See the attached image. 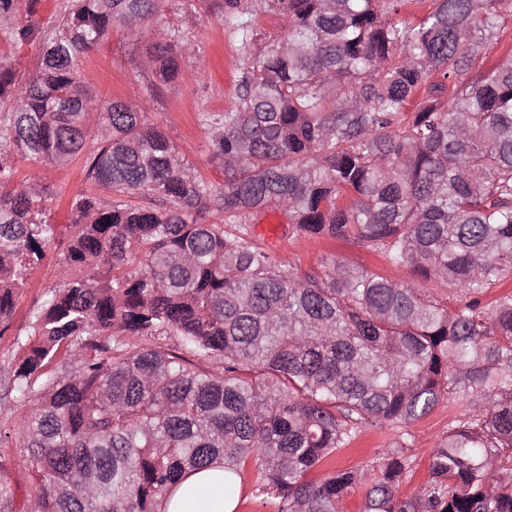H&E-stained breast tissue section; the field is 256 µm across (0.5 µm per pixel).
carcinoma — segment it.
I'll return each mask as SVG.
<instances>
[{"label": "carcinoma", "mask_w": 512, "mask_h": 512, "mask_svg": "<svg viewBox=\"0 0 512 512\" xmlns=\"http://www.w3.org/2000/svg\"><path fill=\"white\" fill-rule=\"evenodd\" d=\"M249 2L218 4L249 64L219 118L215 189L147 124L145 98L97 103L76 68L113 23L153 24L159 0H71L45 32L38 0H0V31L40 43L25 81L0 66V336L55 237L47 187L15 181L9 155L65 163L90 138L87 179L116 194L73 200L66 284L30 311L0 374V406L24 408L0 442L17 436L30 512H166L187 474L215 467L228 494L250 469L279 512H339L362 474L309 473L362 428L407 427L457 394L467 410L429 483L401 493V440L363 512H512V293L484 303L512 278V0H430L415 25L393 17L416 0H264L288 36L259 48ZM495 46L505 59L476 72ZM191 50L159 33L140 62L152 92ZM132 191L152 202L122 200ZM212 204L224 222L206 221ZM270 209L422 285L334 259L286 270L253 232ZM0 512H18L6 481Z\"/></svg>", "instance_id": "obj_1"}]
</instances>
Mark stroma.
Returning <instances> with one entry per match:
<instances>
[{"mask_svg": "<svg viewBox=\"0 0 512 512\" xmlns=\"http://www.w3.org/2000/svg\"><path fill=\"white\" fill-rule=\"evenodd\" d=\"M213 0H163L153 26L126 27L115 25L112 35L81 54L79 70L86 89L96 101L123 100L145 94L146 81L139 71V62L155 43L159 31L165 30L192 41L195 50L182 60L178 79L163 87L147 102V121L161 128L176 145L179 153L191 162L212 187L224 185V168L214 157V118L231 109L236 86L247 58L233 43L224 23V15L212 6ZM38 42L17 43L0 32V65L16 71L25 79L38 66ZM210 122H203V115ZM18 179L36 175L52 194L41 209V218L53 225L56 241L45 261L32 270L25 288L16 300L13 325L0 336V366H6L16 351L15 340L24 334L30 311L51 289L62 286L60 253L66 239V226L72 223L70 201L81 192L96 191L109 198L105 189H93L85 179L84 160L75 158L66 164H45L31 168L24 160L16 162ZM276 252L286 264L306 270L326 259L339 260L352 268H369L388 279L417 285L409 268L387 263L381 255L342 238H307L284 233ZM461 398L442 402L436 409L416 421L409 429L407 453L410 468L401 492L418 494L430 477L431 456L436 444L446 435L452 419L464 410ZM399 438L395 426L362 429L357 438L338 449L327 468L313 472L320 479L329 469H353L372 479L379 458L394 448Z\"/></svg>", "mask_w": 512, "mask_h": 512, "instance_id": "stroma-1", "label": "stroma"}]
</instances>
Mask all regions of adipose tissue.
Instances as JSON below:
<instances>
[{
    "label": "adipose tissue",
    "instance_id": "obj_1",
    "mask_svg": "<svg viewBox=\"0 0 512 512\" xmlns=\"http://www.w3.org/2000/svg\"><path fill=\"white\" fill-rule=\"evenodd\" d=\"M239 496L225 493L221 469L193 472L172 494L168 512H236Z\"/></svg>",
    "mask_w": 512,
    "mask_h": 512
}]
</instances>
